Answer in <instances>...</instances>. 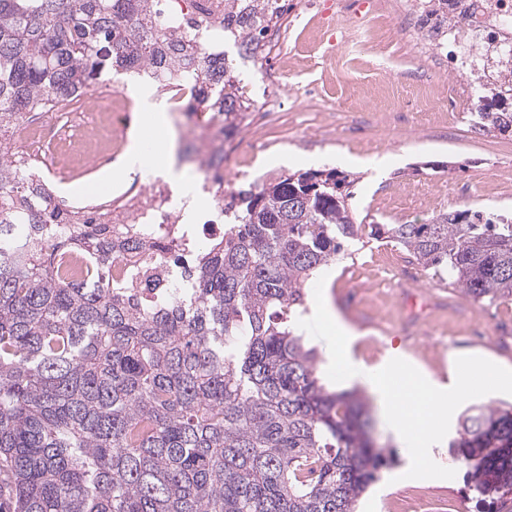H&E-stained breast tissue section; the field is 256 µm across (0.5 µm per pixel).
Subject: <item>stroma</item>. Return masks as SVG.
Returning a JSON list of instances; mask_svg holds the SVG:
<instances>
[{"label":"stroma","instance_id":"35a3bbf8","mask_svg":"<svg viewBox=\"0 0 512 512\" xmlns=\"http://www.w3.org/2000/svg\"><path fill=\"white\" fill-rule=\"evenodd\" d=\"M309 0H288L278 31L280 50L246 62L243 85L258 116L242 133L267 142L266 160L232 177L238 187L262 181L267 167L279 174L317 169L340 159L351 175L347 205L362 220L358 241L324 272L333 309L359 334L351 357L369 367L404 359L427 379L446 383L455 371L450 358L475 355L512 369V300L475 302L443 287L396 243L375 239L370 224H421L439 212L495 209L512 213V133L483 132L453 120V112L476 110L466 80L450 69L445 54L422 55L401 30L398 0H347V16L336 19L333 54L314 46L325 35ZM391 16L384 40L357 54L344 32L359 31L372 14ZM285 104L265 109L271 83ZM445 95L449 112L431 114L427 94ZM388 255L404 265L400 288L378 293L373 272L353 280L351 269ZM371 417L379 445L392 446L397 463L360 504V512H390L391 503L412 497L410 512H505L500 501L478 498L465 463H451L447 442L430 454L454 466L451 479H409L410 456L387 424L380 405Z\"/></svg>","mask_w":512,"mask_h":512}]
</instances>
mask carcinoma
<instances>
[{"mask_svg":"<svg viewBox=\"0 0 512 512\" xmlns=\"http://www.w3.org/2000/svg\"><path fill=\"white\" fill-rule=\"evenodd\" d=\"M159 0H0V122L61 110L110 67L200 88L240 130L249 108L230 55H206ZM283 0H224L210 50L266 57ZM479 129L512 128V79ZM336 169L230 191L224 235L193 250L191 301L112 280V262L151 256L140 234L75 224L85 281L54 271L18 224H56L48 194L0 162V512H356L395 463L375 446L367 401L317 376L297 320L306 289L359 226ZM441 281L478 302L512 299V216L443 212L373 224ZM473 463L472 490L512 495V405L469 409L448 440Z\"/></svg>","mask_w":512,"mask_h":512,"instance_id":"obj_1","label":"carcinoma"}]
</instances>
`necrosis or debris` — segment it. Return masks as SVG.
Returning a JSON list of instances; mask_svg holds the SVG:
<instances>
[{
	"instance_id": "obj_1",
	"label": "necrosis or debris",
	"mask_w": 512,
	"mask_h": 512,
	"mask_svg": "<svg viewBox=\"0 0 512 512\" xmlns=\"http://www.w3.org/2000/svg\"><path fill=\"white\" fill-rule=\"evenodd\" d=\"M405 17H429L428 29L410 28L423 55H431L443 45L453 48L454 69L468 77L472 91L485 83L482 60L490 54L512 57V0H402ZM168 11L183 19L199 20L195 38L211 36L224 25V0H170ZM465 20L464 30H456V20ZM168 111L178 132L195 131L200 136L202 154L196 155L197 190L201 197L216 201L225 195L223 181L214 179L204 162V152L217 149L224 157L222 168L232 171L243 160H255L264 146L243 137L225 138L224 118L190 113L198 104L194 87L178 82L166 84ZM135 107L120 89L95 90L76 98L58 112H36L0 127V141L10 146L8 162L23 165L34 185L67 183L87 170L102 167L123 156L132 128ZM55 202L68 216H85L96 224L122 228L130 224H158L168 238L192 235L210 240L224 233V215L216 209L200 213L187 222L176 190L162 176L134 177L132 183L111 201L97 199L83 203L59 196Z\"/></svg>"
}]
</instances>
